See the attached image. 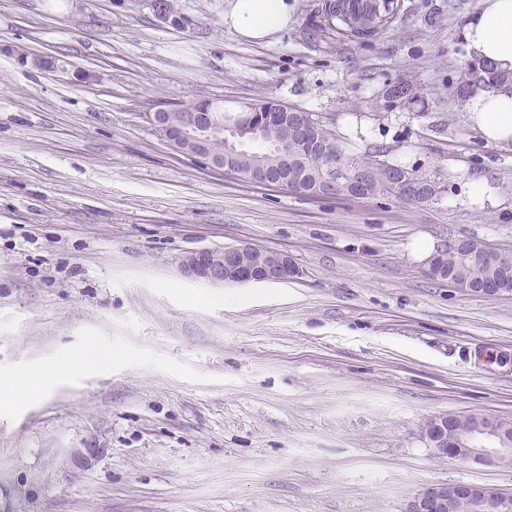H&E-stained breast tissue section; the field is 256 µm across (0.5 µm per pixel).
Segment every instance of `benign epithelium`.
Returning <instances> with one entry per match:
<instances>
[{
  "label": "benign epithelium",
  "instance_id": "7a95c632",
  "mask_svg": "<svg viewBox=\"0 0 512 512\" xmlns=\"http://www.w3.org/2000/svg\"><path fill=\"white\" fill-rule=\"evenodd\" d=\"M172 112L160 108L147 114L146 119L155 132L176 152L214 172L226 171L224 157L213 154L208 148L211 126L209 114L197 112L194 116L173 124L165 119ZM330 177L326 178L312 194L314 198H328L344 188L345 194L362 198L361 187L366 180L364 171L358 170L343 183L339 180L343 164L334 159L327 162ZM470 239H451L437 248L424 262L425 275L434 281L442 280L437 257L450 245H461ZM479 263L488 269L512 267V251H501L482 243L475 251ZM184 273L192 278L211 283H237L284 281L299 275L291 257L282 251L265 249L262 259L255 263L249 257L248 246L228 247L224 250H202L183 261ZM449 286L485 297L510 295L512 291L495 282H484L479 288L470 282L446 280ZM503 419L482 415V421L469 429H460L454 417L444 415L430 420L423 428L422 439L432 452L441 458H456L483 466H507L512 463V433L502 425ZM405 512H512V497L498 490L479 484H438L415 494L406 504Z\"/></svg>",
  "mask_w": 512,
  "mask_h": 512
}]
</instances>
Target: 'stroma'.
<instances>
[{"mask_svg":"<svg viewBox=\"0 0 512 512\" xmlns=\"http://www.w3.org/2000/svg\"><path fill=\"white\" fill-rule=\"evenodd\" d=\"M0 0V371L49 369L86 337L106 372L0 416V512H404L422 489L512 467L435 457L436 416L512 420V296L428 279L470 237L512 250V145L453 95L482 0H392L372 36L278 40L224 27L225 0ZM415 99L382 107L392 85ZM269 97L314 114L348 157L438 182L431 201L310 199L210 173L148 113ZM492 205L466 203L472 180ZM287 252L298 277L211 284L200 250Z\"/></svg>","mask_w":512,"mask_h":512,"instance_id":"stroma-1","label":"stroma"}]
</instances>
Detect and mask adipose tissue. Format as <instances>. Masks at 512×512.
Wrapping results in <instances>:
<instances>
[{"mask_svg":"<svg viewBox=\"0 0 512 512\" xmlns=\"http://www.w3.org/2000/svg\"><path fill=\"white\" fill-rule=\"evenodd\" d=\"M293 18L291 0H226L224 27L252 43H269L287 31ZM471 57L512 66V0H482L460 31ZM467 122L485 141L512 144V97L482 92L463 107ZM112 363L110 353L80 349L44 373H0V414L10 415L41 397L50 388L71 382L90 371H103Z\"/></svg>","mask_w":512,"mask_h":512,"instance_id":"adipose-tissue-1","label":"adipose tissue"}]
</instances>
